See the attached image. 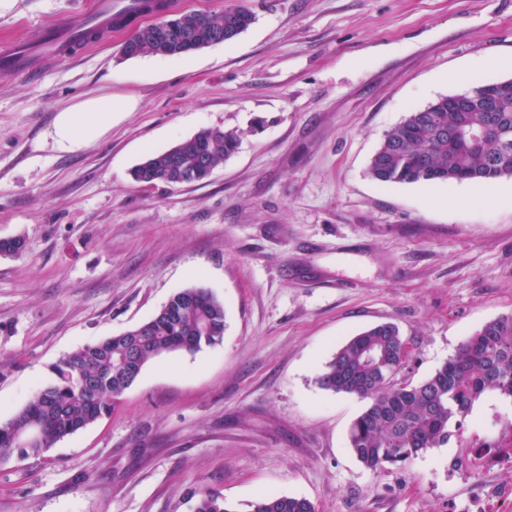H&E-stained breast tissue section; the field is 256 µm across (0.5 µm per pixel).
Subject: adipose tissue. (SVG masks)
I'll use <instances>...</instances> for the list:
<instances>
[{
  "instance_id": "ef3b65f1",
  "label": "adipose tissue",
  "mask_w": 512,
  "mask_h": 512,
  "mask_svg": "<svg viewBox=\"0 0 512 512\" xmlns=\"http://www.w3.org/2000/svg\"><path fill=\"white\" fill-rule=\"evenodd\" d=\"M133 103L126 97L109 93L88 95L58 109L54 137L60 147L73 150L91 137L111 128L113 121L131 111Z\"/></svg>"
}]
</instances>
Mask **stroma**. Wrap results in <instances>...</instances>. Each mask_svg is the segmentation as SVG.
<instances>
[{"mask_svg":"<svg viewBox=\"0 0 512 512\" xmlns=\"http://www.w3.org/2000/svg\"><path fill=\"white\" fill-rule=\"evenodd\" d=\"M93 0H8L0 40L64 23ZM243 6L235 40L181 56L121 54L134 25L63 51L32 75L0 65V422L73 350L150 319L200 286L224 303L222 343L150 360L109 415L40 460L0 465V512H192L201 488L236 512L271 493L316 512H448L479 481L449 471L492 411L448 445L370 471L350 451L366 402L322 389L336 350L382 323L418 383L485 323L512 314V178L383 185L368 163L407 112L476 82L512 78V0H178ZM494 58L504 68L475 69ZM133 99L69 151L58 109ZM237 153L204 182L145 185L148 154L204 128Z\"/></svg>","mask_w":512,"mask_h":512,"instance_id":"stroma-1","label":"stroma"}]
</instances>
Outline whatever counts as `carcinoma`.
I'll return each mask as SVG.
<instances>
[{"instance_id":"obj_1","label":"carcinoma","mask_w":512,"mask_h":512,"mask_svg":"<svg viewBox=\"0 0 512 512\" xmlns=\"http://www.w3.org/2000/svg\"><path fill=\"white\" fill-rule=\"evenodd\" d=\"M190 36L181 38L158 26L129 39V58L175 56L214 45L224 32L229 42L244 33L254 15L244 7L220 15L186 12ZM506 86L495 111L484 110L480 96L488 87ZM464 98V112L448 108L441 96L412 110L389 130L372 155L368 174L382 184L434 182L492 183L512 177V79L479 83ZM483 124L477 143L460 130ZM239 135L203 129L173 147L149 154L136 166V181L201 182L238 149ZM224 302L205 288L176 292L149 320L121 334L82 346L52 366L53 379L38 390L9 421L0 423V464L17 457L41 459L58 441L112 411L149 360L178 351L194 353L222 342ZM399 328L370 327L343 344L317 376L319 386L367 401L349 431V447L367 469L397 466L430 448L448 444L453 430L489 392L512 397V315L486 323L467 337L455 354L416 385L395 382L402 369ZM193 512H234L219 495L194 493ZM250 512H315L306 498L268 495Z\"/></svg>"}]
</instances>
